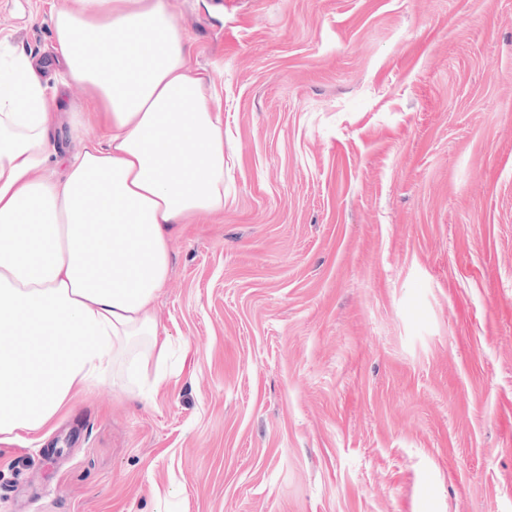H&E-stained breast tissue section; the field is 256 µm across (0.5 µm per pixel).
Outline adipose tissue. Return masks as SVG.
Instances as JSON below:
<instances>
[{
    "instance_id": "obj_1",
    "label": "adipose tissue",
    "mask_w": 512,
    "mask_h": 512,
    "mask_svg": "<svg viewBox=\"0 0 512 512\" xmlns=\"http://www.w3.org/2000/svg\"><path fill=\"white\" fill-rule=\"evenodd\" d=\"M50 25L84 102L49 96L29 56L0 60V442L51 428L115 366L163 360L174 227L224 210L220 98L170 0H68Z\"/></svg>"
}]
</instances>
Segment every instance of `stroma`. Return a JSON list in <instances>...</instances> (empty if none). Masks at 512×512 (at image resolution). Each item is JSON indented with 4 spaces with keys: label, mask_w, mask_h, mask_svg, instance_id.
<instances>
[{
    "label": "stroma",
    "mask_w": 512,
    "mask_h": 512,
    "mask_svg": "<svg viewBox=\"0 0 512 512\" xmlns=\"http://www.w3.org/2000/svg\"><path fill=\"white\" fill-rule=\"evenodd\" d=\"M171 3L224 211L172 237L164 372L0 442V512H512V0ZM47 13L0 0V51L81 101Z\"/></svg>",
    "instance_id": "obj_1"
}]
</instances>
